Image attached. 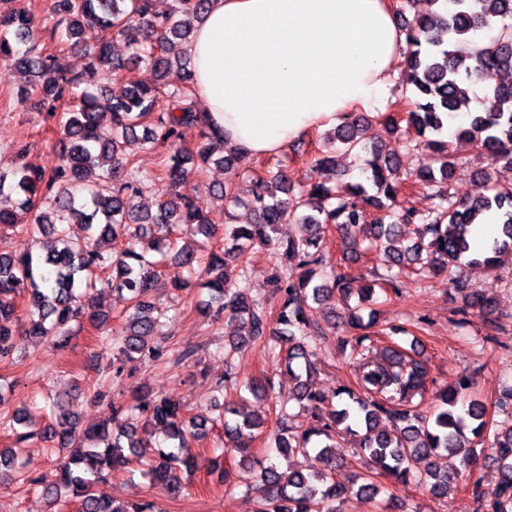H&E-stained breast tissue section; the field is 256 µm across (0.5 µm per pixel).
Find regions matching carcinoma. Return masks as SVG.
Listing matches in <instances>:
<instances>
[{
    "instance_id": "carcinoma-1",
    "label": "carcinoma",
    "mask_w": 512,
    "mask_h": 512,
    "mask_svg": "<svg viewBox=\"0 0 512 512\" xmlns=\"http://www.w3.org/2000/svg\"><path fill=\"white\" fill-rule=\"evenodd\" d=\"M211 0H174L168 13H156L151 0H50L52 31L64 43L79 48L86 66L73 75L60 50L42 45L43 29L18 0H0V62L29 77V87L18 92L25 104L36 97L38 110L58 126L49 142L54 160L46 168L31 169L19 159L8 170L0 169V229H9L23 242V249L0 252V362L14 360L17 337L51 341L63 348L72 322H88L109 341V313L99 309L98 296L107 289L126 295L125 322L116 356L106 369L119 383L125 363L157 362L163 350L153 341L165 317L156 308L150 291L161 267L172 268L175 291L197 284L209 292L204 312L214 322H224L229 349L248 338L260 341L274 336L277 358L295 380L288 399L279 401L280 412L293 400L311 414L312 423L298 430L285 421L273 436L279 457L288 462L248 455L255 432L265 418L245 414L231 401L210 419L186 417L188 409L177 400L150 397L136 391L112 402V416L88 429H79L64 400L56 396L49 409L54 422L43 430L17 433V443L33 437L51 442L63 461L50 476H32L15 465L10 448H0V477L23 486L40 487L53 503H79L78 512H158L148 499L115 500L96 494V483L106 480L112 468L133 461L152 485L183 494L182 474L195 470L193 458L184 453L188 437L203 439L224 427V444L242 456L252 482L260 485L255 512H343L340 503L351 495L371 503L386 488L361 474L357 486L336 481L334 473H305L291 464V455L316 452L324 463H335L333 448L349 436L369 464L396 482L415 480L435 499L448 497V484L457 472H442L431 458L451 455L468 467L477 461L476 446L487 442L500 475L496 497L478 501L480 512H512V410L505 430L487 432L486 410L471 398V378L462 376L455 387L435 391L438 404L421 410L415 397L429 390L427 365L395 342L379 347L368 329L374 312L363 318V305L374 301L376 290H397L406 284L424 286L444 276L448 286L464 294L456 315L494 313L490 293L469 291L456 276L467 262L494 268L500 258L512 257V186L491 187V194L473 201H455L449 186L460 171L448 153V142L438 139L448 119L456 117L474 94L481 108L467 112L456 134L488 157L491 165L512 166V0H433L438 9L408 19L412 0H399L405 46L399 49L397 69L409 87L408 110L400 118L382 115L390 133L402 132L408 149H428L438 167L413 175L400 171L397 160L384 156L362 135L368 120L360 112L347 117L323 134L312 162L319 168L335 167V151L365 152L362 178H339L336 185L310 183L294 190L288 166L255 168L243 172L214 192L224 204V232L209 222L207 204L198 202L184 188L190 179L212 165L235 166L241 152L224 145V132L214 127L207 113L197 109L191 59L184 46L194 36L193 20ZM502 20L489 45L472 55H459L452 45L464 36L483 30L490 17ZM101 31L94 46L83 43L86 28ZM119 37L132 48L128 57L112 53V39ZM145 64L157 84L134 77ZM496 70L503 79L477 88L480 77ZM193 141L187 142V135ZM150 146L159 156L163 175L174 192L147 210L137 202L147 176L134 165L135 150ZM426 192L429 206L418 209L407 203L414 190ZM252 212L250 224L236 223L235 210ZM497 215L500 233L487 251L473 255L472 227L480 217ZM30 215L23 224L19 215ZM85 225L88 236L74 239L66 225ZM415 225L418 237L401 246L404 228ZM344 239L367 242L365 252L375 263L372 280L358 287L345 273H327L323 240L330 228ZM45 255L34 247L45 246ZM272 251L278 258L270 282L279 296L271 315L247 291L253 254ZM357 296L359 304L342 317L345 336L341 355L353 364L358 390L343 387L333 393L316 388L317 340L323 328L316 310ZM27 298L28 319L21 321L17 300ZM246 324L249 336L238 335ZM222 389L231 386L256 398L273 391L266 378L238 379L227 368ZM387 418L392 430L378 428ZM27 412L4 407L0 390V423L27 426ZM160 426L171 448H152L138 430ZM424 461L417 472L414 464Z\"/></svg>"
}]
</instances>
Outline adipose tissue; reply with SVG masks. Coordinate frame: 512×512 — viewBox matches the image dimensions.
<instances>
[{
    "mask_svg": "<svg viewBox=\"0 0 512 512\" xmlns=\"http://www.w3.org/2000/svg\"><path fill=\"white\" fill-rule=\"evenodd\" d=\"M404 41L388 0H212L187 53L225 141L273 156L378 104Z\"/></svg>",
    "mask_w": 512,
    "mask_h": 512,
    "instance_id": "obj_1",
    "label": "adipose tissue"
}]
</instances>
